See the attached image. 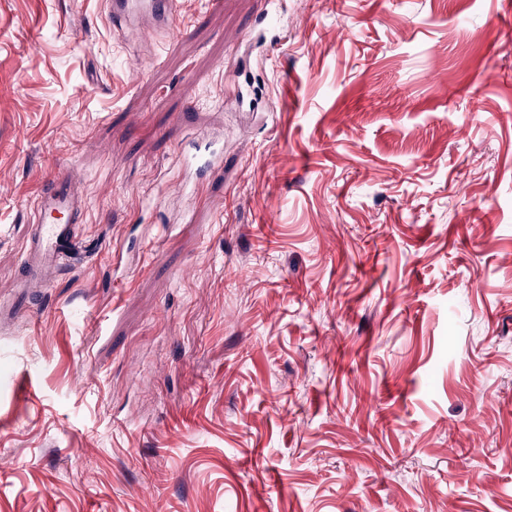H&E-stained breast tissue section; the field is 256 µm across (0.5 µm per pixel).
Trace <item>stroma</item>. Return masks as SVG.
<instances>
[{
	"instance_id": "obj_1",
	"label": "stroma",
	"mask_w": 512,
	"mask_h": 512,
	"mask_svg": "<svg viewBox=\"0 0 512 512\" xmlns=\"http://www.w3.org/2000/svg\"><path fill=\"white\" fill-rule=\"evenodd\" d=\"M177 5L0 0V512H512V0ZM107 6L113 26L137 28L147 21L156 31L172 32L176 27L175 0H110ZM35 216L33 233L23 251L16 288H27L32 278L51 279L55 263L61 255V245L70 228L50 220L54 214H66L69 222H78L84 213V203L76 196L68 171L57 172L44 184L31 202Z\"/></svg>"
}]
</instances>
